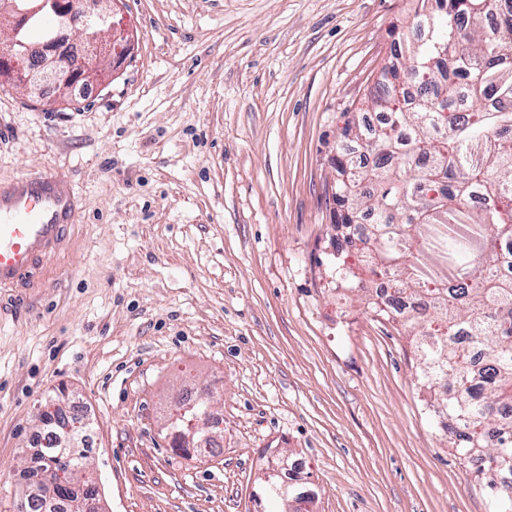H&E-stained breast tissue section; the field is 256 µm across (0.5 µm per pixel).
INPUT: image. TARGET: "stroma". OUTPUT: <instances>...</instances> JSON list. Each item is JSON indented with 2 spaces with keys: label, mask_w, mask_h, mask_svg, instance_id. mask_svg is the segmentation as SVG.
Segmentation results:
<instances>
[{
  "label": "stroma",
  "mask_w": 512,
  "mask_h": 512,
  "mask_svg": "<svg viewBox=\"0 0 512 512\" xmlns=\"http://www.w3.org/2000/svg\"><path fill=\"white\" fill-rule=\"evenodd\" d=\"M415 0H119L126 58L88 96L0 86V182L56 171L80 210L55 280L0 290V512L47 398L93 431L105 512H280L269 450L310 464L311 512H491L421 406L408 336L323 266L347 114ZM208 389L220 454L170 446Z\"/></svg>",
  "instance_id": "35a3bbf8"
}]
</instances>
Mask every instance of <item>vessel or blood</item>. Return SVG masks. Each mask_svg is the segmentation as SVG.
Instances as JSON below:
<instances>
[{"label": "vessel or blood", "instance_id": "b4317fda", "mask_svg": "<svg viewBox=\"0 0 512 512\" xmlns=\"http://www.w3.org/2000/svg\"><path fill=\"white\" fill-rule=\"evenodd\" d=\"M78 211V195L59 173L1 183L0 288L24 296L48 287L47 262L63 250Z\"/></svg>", "mask_w": 512, "mask_h": 512}]
</instances>
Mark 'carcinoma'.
Instances as JSON below:
<instances>
[{
	"label": "carcinoma",
	"mask_w": 512,
	"mask_h": 512,
	"mask_svg": "<svg viewBox=\"0 0 512 512\" xmlns=\"http://www.w3.org/2000/svg\"><path fill=\"white\" fill-rule=\"evenodd\" d=\"M441 0L416 11L417 37L394 46L396 62L384 72L370 100L381 114L358 130L336 156V224H363V237L346 240L357 262L336 258V287L372 294L376 271L393 274L400 299L421 301V310L398 322L412 336L426 408L448 434V447L464 464L484 462L475 479L496 486L512 476V282L502 281V247L512 244V3ZM62 19L32 18L17 36L48 42ZM490 203L474 209L473 193ZM484 350V368L471 374L473 353L462 337ZM208 412L201 399L175 409L173 443L206 452L207 433L195 421ZM52 433L47 451L32 457L55 495L30 482L19 512H85L99 497L86 478L80 450L88 429L66 395L40 413Z\"/></svg>",
	"instance_id": "obj_1"
}]
</instances>
